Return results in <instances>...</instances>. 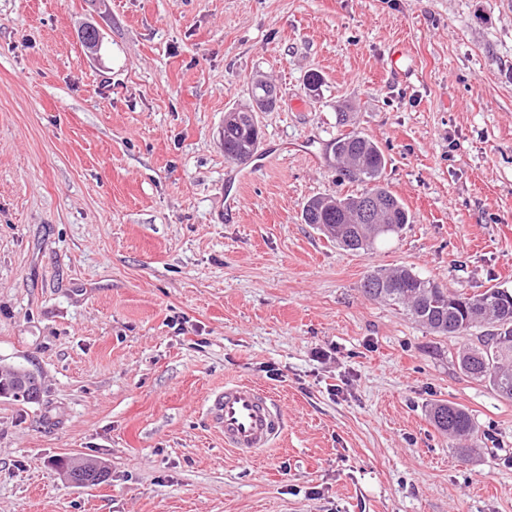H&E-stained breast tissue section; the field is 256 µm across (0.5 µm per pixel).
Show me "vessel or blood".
<instances>
[{
    "label": "vessel or blood",
    "instance_id": "vessel-or-blood-1",
    "mask_svg": "<svg viewBox=\"0 0 512 512\" xmlns=\"http://www.w3.org/2000/svg\"><path fill=\"white\" fill-rule=\"evenodd\" d=\"M210 422L224 433V446L251 461L274 447L284 430L279 401L273 393L247 381L225 383L206 402Z\"/></svg>",
    "mask_w": 512,
    "mask_h": 512
}]
</instances>
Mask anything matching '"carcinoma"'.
<instances>
[{"label":"carcinoma","instance_id":"1","mask_svg":"<svg viewBox=\"0 0 512 512\" xmlns=\"http://www.w3.org/2000/svg\"><path fill=\"white\" fill-rule=\"evenodd\" d=\"M251 94L249 107L232 109L224 118V154L239 162L250 160L260 143L255 113L270 111L277 104L271 84L257 81L251 86ZM329 155L340 179L361 183L363 191L307 200L302 208L304 223L313 225L342 249L356 252L371 250L378 239L397 235L411 223L403 202L384 185L386 158L377 142L351 131L329 143ZM368 197L384 203L374 220L383 225L381 229L350 223L351 214ZM362 291L371 300L404 307L415 322L438 335L453 333L462 337L474 328L491 326L492 330L480 337V345L467 347L459 354V367L467 373L471 361L481 358L483 372L472 379L488 384L500 397L512 400V291L489 288L473 295L451 294L405 267L371 272L363 281ZM17 383L13 369L0 371V391L4 397L21 402L37 400L35 396L18 397ZM430 420L439 432L453 437L468 438L477 432L468 412L455 404H434Z\"/></svg>","mask_w":512,"mask_h":512}]
</instances>
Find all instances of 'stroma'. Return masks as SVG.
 Segmentation results:
<instances>
[{"instance_id": "stroma-1", "label": "stroma", "mask_w": 512, "mask_h": 512, "mask_svg": "<svg viewBox=\"0 0 512 512\" xmlns=\"http://www.w3.org/2000/svg\"><path fill=\"white\" fill-rule=\"evenodd\" d=\"M259 76L278 103L237 182L219 132ZM353 130L411 214L365 253L302 220L360 191L326 158ZM401 266L512 289V0H0V366L43 381L0 398V512H512L475 336L361 291ZM228 380L279 396L260 460L206 415ZM441 400L479 447L434 428ZM70 457L108 480L68 484Z\"/></svg>"}]
</instances>
